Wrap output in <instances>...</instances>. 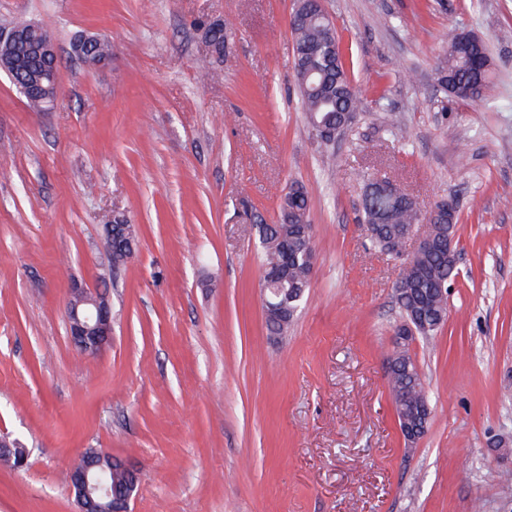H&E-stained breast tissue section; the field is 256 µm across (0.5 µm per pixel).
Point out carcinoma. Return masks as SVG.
Instances as JSON below:
<instances>
[{"label":"carcinoma","instance_id":"carcinoma-1","mask_svg":"<svg viewBox=\"0 0 512 512\" xmlns=\"http://www.w3.org/2000/svg\"><path fill=\"white\" fill-rule=\"evenodd\" d=\"M299 9L291 21L294 39V70L316 71V80L307 87H298L308 124L320 143L335 140L334 132L341 124L342 114L356 111L358 93L349 78L334 30L329 28L321 0H298ZM205 37L214 52H224V25L205 26ZM491 56L485 40L457 26L448 28V50L435 68L439 91L459 82L472 88L470 96L456 100L468 104L484 98L488 88ZM431 215L427 225L432 246L414 256L402 267L401 292L395 297L400 325H412L417 335L430 338L444 325L448 314V283L456 265L448 262V244L453 242L458 223L457 210H443ZM362 221L367 226L374 247L387 255L396 252L397 238L408 224L419 223L418 212L406 203L373 196L362 206ZM309 226V197L299 184L289 187L281 205V217L275 224H258L263 247L265 277L273 289L270 302L284 306L279 313L265 316L268 334L281 337L294 322L309 288V254L302 238ZM411 342L394 344L389 361V390L400 401L398 421H413L427 413L424 380L410 353Z\"/></svg>","mask_w":512,"mask_h":512}]
</instances>
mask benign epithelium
Wrapping results in <instances>:
<instances>
[{"mask_svg": "<svg viewBox=\"0 0 512 512\" xmlns=\"http://www.w3.org/2000/svg\"><path fill=\"white\" fill-rule=\"evenodd\" d=\"M34 29L42 31L38 44L44 57L58 64L57 40L51 30L41 22H28L19 27H1L0 42L20 41ZM5 72L19 94L28 102L35 98L46 101V110H51L58 93V71L52 68L39 76L34 82H22L16 78L17 64L0 68ZM416 239L414 252L428 248L431 239L426 229L411 224L406 228L402 243ZM68 337L71 344L84 356H93L112 341V310L107 298L98 290L75 282L69 290L66 305ZM0 457L8 460L13 469L19 470L27 465L28 454L16 441L0 435ZM69 483L74 494L76 512H129V505L137 489V481H132L123 489L119 499L112 502L110 508L102 511L97 508V499L112 496L105 484V475L92 471L88 455L83 453L69 467Z\"/></svg>", "mask_w": 512, "mask_h": 512, "instance_id": "7a95c632", "label": "benign epithelium"}]
</instances>
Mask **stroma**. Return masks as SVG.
Segmentation results:
<instances>
[{"label":"stroma","instance_id":"1","mask_svg":"<svg viewBox=\"0 0 512 512\" xmlns=\"http://www.w3.org/2000/svg\"><path fill=\"white\" fill-rule=\"evenodd\" d=\"M361 104L327 146L293 69V0H0L58 44L54 108L0 73V512H75L88 448L139 474L132 512H512V0H323ZM224 25L207 57L202 24ZM489 41L485 97L443 105L449 26ZM83 32L112 41L90 68ZM421 213L455 198L448 318L412 352L431 417L406 445L387 358L398 259L359 222L368 178ZM309 192L314 269L285 338L263 316L257 220ZM134 224L116 265L107 224ZM112 342L80 358L71 281ZM0 457L7 459L14 470L24 468L28 461L26 450L20 448L15 440L10 441L5 435H0Z\"/></svg>","mask_w":512,"mask_h":512}]
</instances>
